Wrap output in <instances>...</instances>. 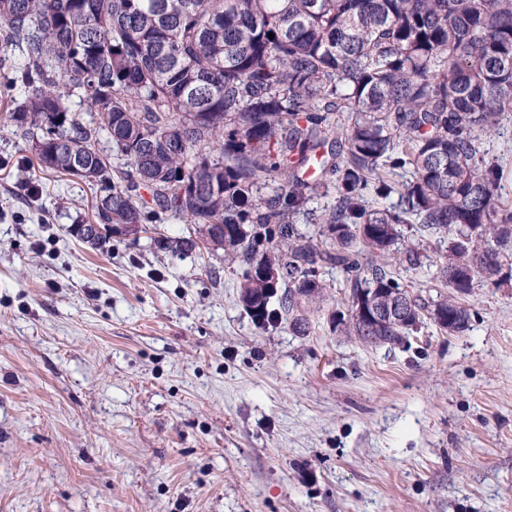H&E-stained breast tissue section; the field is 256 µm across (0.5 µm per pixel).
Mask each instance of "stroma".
Listing matches in <instances>:
<instances>
[{"instance_id": "stroma-1", "label": "stroma", "mask_w": 512, "mask_h": 512, "mask_svg": "<svg viewBox=\"0 0 512 512\" xmlns=\"http://www.w3.org/2000/svg\"><path fill=\"white\" fill-rule=\"evenodd\" d=\"M512 207V112L483 138ZM0 132V512H512V284L365 347L238 276L73 233L96 190Z\"/></svg>"}]
</instances>
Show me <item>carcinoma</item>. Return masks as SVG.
<instances>
[{
  "label": "carcinoma",
  "mask_w": 512,
  "mask_h": 512,
  "mask_svg": "<svg viewBox=\"0 0 512 512\" xmlns=\"http://www.w3.org/2000/svg\"><path fill=\"white\" fill-rule=\"evenodd\" d=\"M17 46L0 123L43 171L97 187L78 237L138 224L160 251L203 248L241 269L258 327L309 335L328 268L348 305L333 329L365 346L428 322L462 333L461 300L512 280V207L481 146L512 112V0H0V59ZM167 213L192 232H160ZM412 220L440 235L434 255L401 251ZM424 259L447 290L435 307L396 273ZM394 288V315L357 313Z\"/></svg>",
  "instance_id": "1"
}]
</instances>
